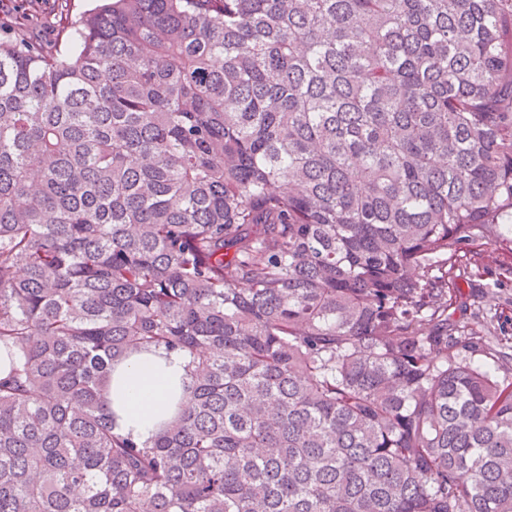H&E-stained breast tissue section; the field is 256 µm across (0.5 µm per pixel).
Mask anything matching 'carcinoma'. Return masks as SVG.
<instances>
[{
    "label": "carcinoma",
    "mask_w": 512,
    "mask_h": 512,
    "mask_svg": "<svg viewBox=\"0 0 512 512\" xmlns=\"http://www.w3.org/2000/svg\"><path fill=\"white\" fill-rule=\"evenodd\" d=\"M0 39V512H512V0H103ZM189 359L113 432L115 363ZM473 270L480 272L479 276L468 281L459 280L464 300L472 303L478 300L483 292H489L493 296L492 304H495L497 318L494 327L498 334L512 337V254L496 251L492 246H481L470 252ZM468 255V257H470ZM499 313L500 317H499ZM187 365L182 355L164 350L134 354L115 365L108 394L114 432L136 442L155 437L178 410L189 382Z\"/></svg>",
    "instance_id": "carcinoma-1"
}]
</instances>
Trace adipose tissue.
<instances>
[{
	"label": "adipose tissue",
	"instance_id": "ef3b65f1",
	"mask_svg": "<svg viewBox=\"0 0 512 512\" xmlns=\"http://www.w3.org/2000/svg\"><path fill=\"white\" fill-rule=\"evenodd\" d=\"M187 360L158 350L131 355L115 365L108 404L115 432L144 442L175 416L189 382Z\"/></svg>",
	"mask_w": 512,
	"mask_h": 512
}]
</instances>
